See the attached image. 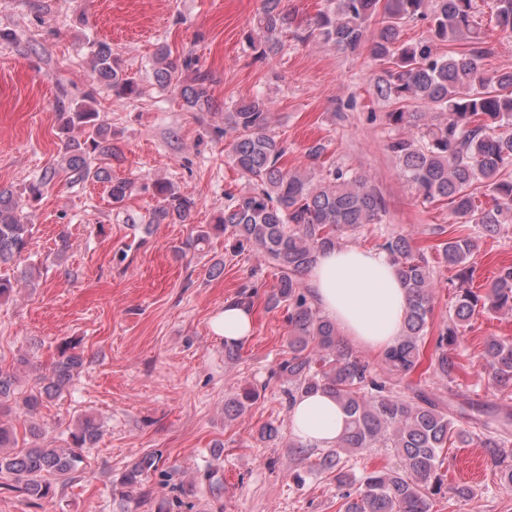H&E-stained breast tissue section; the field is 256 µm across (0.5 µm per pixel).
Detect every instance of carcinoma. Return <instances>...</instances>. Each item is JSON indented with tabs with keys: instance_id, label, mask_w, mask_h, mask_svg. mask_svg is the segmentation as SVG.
I'll list each match as a JSON object with an SVG mask.
<instances>
[{
	"instance_id": "1",
	"label": "carcinoma",
	"mask_w": 512,
	"mask_h": 512,
	"mask_svg": "<svg viewBox=\"0 0 512 512\" xmlns=\"http://www.w3.org/2000/svg\"><path fill=\"white\" fill-rule=\"evenodd\" d=\"M494 25L512 38V0H493ZM423 21L428 35L409 42L401 38L411 22ZM254 23L264 40L263 55L275 54L290 35L300 42L319 41L341 51H365L384 64L374 82L376 96L397 105L387 113L388 125L399 133L386 143L398 160L399 175L415 186L422 203L441 205L484 235L498 231L504 216L512 213V70H486L482 62L493 48L473 20V0H327V7L314 19L298 20L284 0H261ZM93 72L118 101L135 100L143 89L112 58L104 42L90 45ZM152 78L180 94L193 112L212 109L213 75L199 66L191 52L173 54L162 45L152 59ZM83 97L62 112L63 130L81 131L68 139L62 162L48 167L25 189L37 199L42 188L60 170L76 182L106 185L115 206L132 195L134 183L112 175L103 160H120L122 151L112 142V132ZM224 139L235 169L249 186L231 197L216 224H206L186 243L195 248L213 236L224 237L233 255L254 253L279 271L269 303L287 309L288 353L274 371L282 382L287 406L304 394H329L347 416L346 428L336 446L318 456L319 468L336 474L342 490L339 512H432L435 497L445 487L443 451L462 448L474 441L485 449L497 468L500 481L512 486V464L504 463L506 436L476 433L454 425L453 417L435 395L416 390L410 395L392 391L395 378L411 375L428 359L427 370L452 384L464 365L456 353L459 337L470 319L480 311H512V266L500 268L485 293L460 288L448 325L425 356V337L432 318L435 288L429 249L406 235L397 234L376 244L387 252L408 305L401 335L380 353L373 366L357 354L338 334L336 325L321 315L305 290L303 277L318 255L357 236L368 224L382 223L385 198L363 173L335 167L325 160L321 143L309 146L307 166L289 169L287 148L270 133L269 103L255 95L224 113ZM156 205L148 212L146 227L184 224L196 208V200L172 182L152 183ZM487 197L483 202L480 197ZM23 200L13 187L0 185V299L10 298L23 281L35 285L37 268L26 266L20 274L14 266L30 257L34 247L32 225L24 221ZM480 237L457 236L433 246L442 261L468 282L474 267L470 259L479 249ZM66 343L49 373L35 378L28 390L20 387L14 370L0 366V476L11 478L8 488L33 501L54 497L49 476L66 487L76 479L82 462L80 450L95 444L100 426L91 417L76 421L70 432L71 446L51 448L33 418L45 402L60 393L84 366L83 356ZM484 360L500 384L512 383V341L494 339L485 343ZM260 397L249 385L225 399L224 416L238 417ZM31 439L24 451L6 454L18 443V431ZM365 448H390L396 466L365 469L357 475L346 470L343 455ZM162 457L148 453L126 468L120 485L119 512L152 506L149 475L162 478ZM355 485V492L348 487Z\"/></svg>"
}]
</instances>
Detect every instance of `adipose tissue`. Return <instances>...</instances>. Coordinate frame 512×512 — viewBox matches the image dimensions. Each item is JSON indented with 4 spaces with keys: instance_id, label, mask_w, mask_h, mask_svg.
<instances>
[{
    "instance_id": "1",
    "label": "adipose tissue",
    "mask_w": 512,
    "mask_h": 512,
    "mask_svg": "<svg viewBox=\"0 0 512 512\" xmlns=\"http://www.w3.org/2000/svg\"><path fill=\"white\" fill-rule=\"evenodd\" d=\"M308 285L323 314L357 344L379 351L400 335L408 296L386 252L357 245L328 251L309 271ZM212 330L230 344L246 341L253 330L252 312L226 302ZM345 419L337 402L322 392L303 396L290 411L293 435L317 448L335 446Z\"/></svg>"
}]
</instances>
